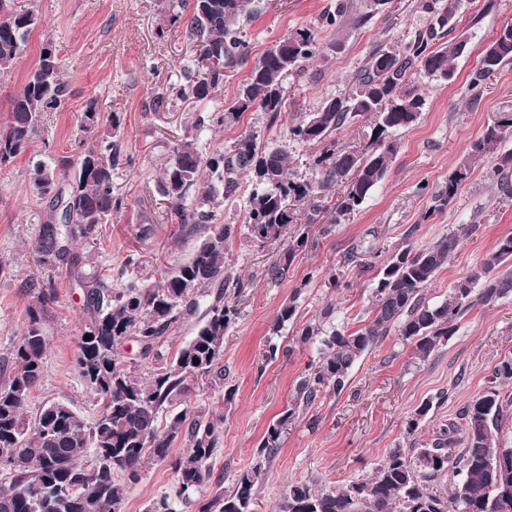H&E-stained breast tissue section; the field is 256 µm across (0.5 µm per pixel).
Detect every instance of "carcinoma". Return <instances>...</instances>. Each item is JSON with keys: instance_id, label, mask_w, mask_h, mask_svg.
Segmentation results:
<instances>
[{"instance_id": "1", "label": "carcinoma", "mask_w": 512, "mask_h": 512, "mask_svg": "<svg viewBox=\"0 0 512 512\" xmlns=\"http://www.w3.org/2000/svg\"><path fill=\"white\" fill-rule=\"evenodd\" d=\"M255 0H191L184 4L185 37L196 44L198 55L184 66L187 82L158 96L192 97L207 101L223 86L224 69L248 59L249 41L241 22L255 11ZM428 14L427 34L419 33L401 47L377 49L356 77L355 90L325 101L288 124V138L319 147L310 173L290 171L288 155L268 149L257 134L246 131L231 145L201 152L193 143L175 148L156 191L171 205L170 219L199 237L190 257L177 265L163 282L138 287L133 283L109 288L96 283L84 291L92 318L79 342L77 364L86 386L102 400L103 411L88 426L68 405L46 403L34 417L26 406L44 377L46 349L42 320L53 300L40 291L15 347L7 379L0 384V457L7 458L11 480L0 489V512H116L124 507L129 485L138 481L146 462L165 461L173 443L185 439L189 453L172 463L178 485L176 497L160 495L146 512H252L259 487L269 474L279 428L271 426L255 463L237 476L232 486L199 504L195 493L210 478V460L217 451L216 428L224 416L185 406L162 421L189 391L197 377L223 378L224 335L236 321L237 298L244 288L240 275L226 261V251L237 225L218 221L217 209L248 179L245 223L260 247H280V259L265 270L270 280L288 272L294 247L288 239V200L312 199L344 185L341 211L359 210L383 180L398 149L395 135L418 121L426 98L408 87L410 71L448 81L455 75L459 32L450 41L434 45L444 30L438 18L453 15L455 0H419ZM41 23L34 11L0 0V77L7 74L25 52L29 38ZM321 50L317 35L299 30L271 45L251 65L226 112L200 116L196 129L222 126L225 118L238 119L250 109L276 124L284 112L288 75L302 68ZM512 63V24L503 26L483 51L467 90L475 97L485 77ZM61 62L50 41L40 50L20 92L9 101L6 123L0 125V166L12 162L44 131L48 112L63 109L66 89L60 77ZM372 118L368 146L363 151L336 146L345 126ZM78 135L70 157L33 162L30 179L36 195L51 197L61 208L43 227L38 251L41 262L52 264L69 258L72 245L89 238L101 224L112 223L121 208L114 194L113 171L123 160L115 140L121 115L102 116L90 105L76 121ZM512 139V122L487 128L474 141L468 156L448 177V185L435 192L430 212L451 204L468 179L470 160L497 154L486 178L505 197H512V151L500 146ZM460 234L450 231L421 248L392 253L377 270L372 291L373 317L354 331L333 329L328 334L316 326L302 330L304 339L323 335L326 352L316 369L297 390V404L308 407L328 389L341 393L360 358L391 330L413 342V352L427 357L454 332L457 319L477 302L489 303L512 293V270H500L512 260V235L500 238L478 270L458 281L448 297L428 303L424 288L460 246ZM199 317L197 333L175 356L164 361L165 338L183 320ZM134 338L139 356L152 362L141 370L126 368L120 359L125 340ZM512 382V357L492 370L491 386L463 410V423L441 426L431 442L417 448H396L377 465L373 474L343 489H318L305 482L287 486L277 503L278 512H512V458L490 471L486 461L497 458L504 404L498 386ZM465 448L456 461L447 490L437 483L448 478V468L459 442Z\"/></svg>"}]
</instances>
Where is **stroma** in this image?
<instances>
[{
    "instance_id": "1",
    "label": "stroma",
    "mask_w": 512,
    "mask_h": 512,
    "mask_svg": "<svg viewBox=\"0 0 512 512\" xmlns=\"http://www.w3.org/2000/svg\"><path fill=\"white\" fill-rule=\"evenodd\" d=\"M20 3L35 11L41 24L10 75L0 79V123L6 121L9 101L20 92L45 42L58 50L67 100L62 111L47 114L45 140H34L24 154L0 168V382L38 294L32 283H49L54 301L43 318L45 374L27 412L36 414L45 402L56 401L91 424L103 405L77 368L78 343L90 320L85 287L95 282L111 288L126 281L156 284L189 257L196 243L181 225L171 223V206L156 191L174 148L195 138L206 152L231 144L248 130L268 148L287 152L290 167L298 173L307 172L317 149L289 140V122L316 111L327 99L348 94L373 50L427 32L428 20L418 0H347V14L332 27L324 26L323 18L335 11L338 0H256V14L244 24L253 55L304 27L317 31L322 50L301 74L286 80V108L277 124H269L264 112L251 110L199 134L193 128L196 117L225 111L250 67L225 69L223 87L208 102L170 98L157 105L163 88L185 83L184 66L196 55L182 26L171 21L172 0ZM455 23L468 40L466 53L456 61L455 78L443 82L420 72L414 75L427 108L413 127L397 132L398 152L362 209L339 214L338 190L290 203V232L305 230L309 236L283 279L265 277L275 254L258 248L243 225L248 186L220 207L221 222L238 227L227 253L246 287L238 302L239 318L224 336L223 385L194 384L185 396L191 406L224 414L204 498L231 487L236 475L251 467L275 424L281 427L278 449L257 493L255 512H275L291 482L342 489L367 479L391 450L432 441L442 425L458 421L462 408L487 389L494 366L512 357L510 295L475 304L460 316L453 335L424 359L397 333H389L353 367L341 393L325 391L310 407L295 405L300 381L323 358L319 339L303 341V328L351 332L368 324L377 255L419 248L448 230L476 225V232L462 238L458 252L424 290L425 300L434 303L479 268L499 238L512 235V198L484 178L494 164L490 154L475 160L450 206L429 211L433 193L446 185L486 127L512 118V64L490 75L478 98L466 92L483 49L502 25L512 23V0H457ZM93 100L102 110L124 115L120 143L125 159L113 174L123 206L112 223L100 225L91 239L74 245L73 262L47 265L41 263L36 245L50 201L33 192L29 169L32 160L71 155L76 117ZM315 208L338 213V223L327 230L306 225ZM131 255L137 265L128 270L124 264ZM289 300L296 305L295 315L280 332H273L279 310ZM272 343L280 351L270 359L266 351ZM228 388L235 391L229 406L224 403ZM426 401L432 404L430 412L417 432L408 434L410 417ZM175 489L169 463L147 462L130 486L125 512H144L150 500Z\"/></svg>"
}]
</instances>
